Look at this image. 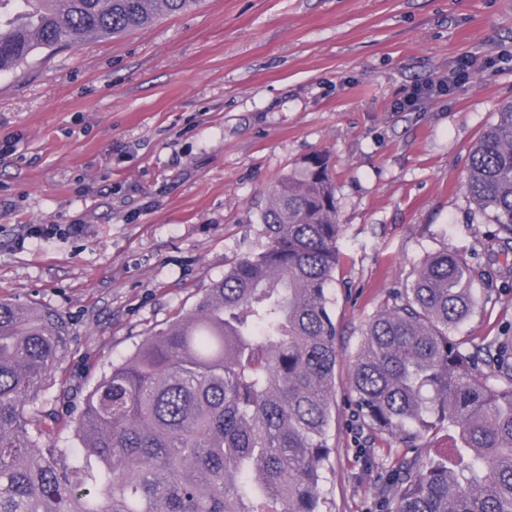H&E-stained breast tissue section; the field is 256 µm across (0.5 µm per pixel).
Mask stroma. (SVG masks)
<instances>
[{
    "label": "stroma",
    "mask_w": 512,
    "mask_h": 512,
    "mask_svg": "<svg viewBox=\"0 0 512 512\" xmlns=\"http://www.w3.org/2000/svg\"><path fill=\"white\" fill-rule=\"evenodd\" d=\"M463 66L454 90L397 111ZM509 99L512 0H201L0 76V299L68 324L49 407L78 417L113 364L263 244L267 191L324 154L341 233L322 488L328 512H379L404 450L353 402L367 322L446 248L473 266L478 298L452 337L481 352L512 342V266L494 261L464 187L470 148ZM32 224L58 231L29 239Z\"/></svg>",
    "instance_id": "35a3bbf8"
}]
</instances>
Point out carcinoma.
Here are the masks:
<instances>
[{
	"label": "carcinoma",
	"mask_w": 512,
	"mask_h": 512,
	"mask_svg": "<svg viewBox=\"0 0 512 512\" xmlns=\"http://www.w3.org/2000/svg\"><path fill=\"white\" fill-rule=\"evenodd\" d=\"M199 0H0V75L38 50L145 28ZM465 190L512 250V100L469 153ZM265 243L112 365L70 425L42 399L70 336L0 301V512H323L338 357L336 191L315 154L271 189ZM467 260L430 254L366 324L358 412L404 448L445 423L444 459L399 457L384 512H512V364L448 336L477 306ZM72 431L73 446H59Z\"/></svg>",
	"instance_id": "obj_1"
}]
</instances>
